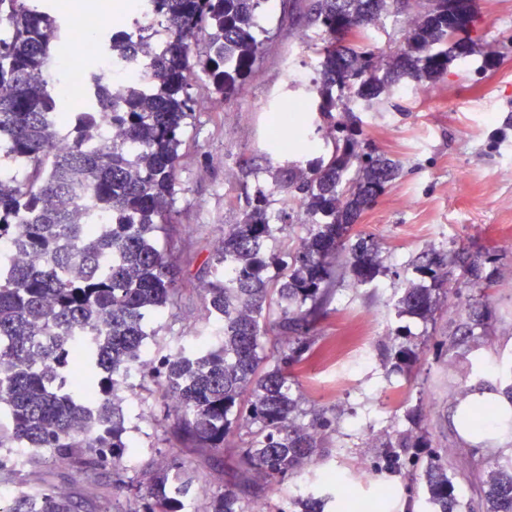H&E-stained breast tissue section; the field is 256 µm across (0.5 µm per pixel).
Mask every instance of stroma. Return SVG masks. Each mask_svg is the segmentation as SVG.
<instances>
[{"mask_svg": "<svg viewBox=\"0 0 512 512\" xmlns=\"http://www.w3.org/2000/svg\"><path fill=\"white\" fill-rule=\"evenodd\" d=\"M470 36L477 50L467 64H452L446 78L421 87L404 82L360 112L364 133L402 168L386 192L366 209L354 232L377 242L388 272L372 283L339 289L318 330L322 354L302 362L293 391L302 411L325 410L339 421L324 456L300 478L262 498L264 512H299L300 486L327 497L324 512H431L422 479L408 470H383L373 483L361 470L382 459L388 439L413 432L445 452L457 512H486L480 480L512 461V443L465 445L451 416L472 386L512 385V0H475ZM311 0H269L260 20L264 51L246 72L238 93L222 99L210 80L193 81L189 118L178 167L173 237L181 269L177 305L154 317L149 356L160 359L176 340L217 334L201 301L202 271L248 208V194L270 180L268 163L285 156L302 163L327 159L330 129L309 137L301 128L281 129L273 117L299 109L305 83L291 84L289 67L314 77ZM490 253L482 284L461 283L435 321L397 317L400 280L394 272L432 247ZM491 311L487 333L459 343L457 327ZM415 347L411 371L392 369L388 351L397 327ZM139 396L152 406L139 418L127 405L135 448L131 471L142 474L165 448L168 422L160 389L134 376ZM422 409L420 425L410 416ZM83 507L101 496L125 498L109 476L83 479L57 467L49 476Z\"/></svg>", "mask_w": 512, "mask_h": 512, "instance_id": "1", "label": "stroma"}]
</instances>
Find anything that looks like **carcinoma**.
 I'll list each match as a JSON object with an SVG mask.
<instances>
[{
  "label": "carcinoma",
  "instance_id": "obj_1",
  "mask_svg": "<svg viewBox=\"0 0 512 512\" xmlns=\"http://www.w3.org/2000/svg\"><path fill=\"white\" fill-rule=\"evenodd\" d=\"M148 3L166 31L162 46L123 28L103 39L112 62L143 65L147 82H126L115 110L112 85L91 72L87 106L63 114L46 66L67 49L64 15L48 0H0V241L31 258L0 257V484L18 488L0 512H33L26 491L33 480L39 512H79V502L43 478L49 461L80 478L110 473L128 493L131 507L104 498L93 512H185L199 497L203 512H250L273 482L299 473L336 431V417L321 412L297 422L291 370L313 351L337 283L348 273L362 285L387 272L376 245L352 230L401 168L364 135L360 103L348 90L371 102L405 78L436 83L469 58L461 45L471 41V17L462 13L448 29L444 0L433 13L417 12L388 53L369 47L367 34L411 9L410 0H315L310 22L320 47L309 91L335 128L332 153L305 167L284 161L224 232L202 297L222 336L215 345L181 341L160 360L161 399L177 401L168 448L154 471L128 477L129 376L152 336L147 319L181 291L175 245L160 239L173 224L189 87L202 73L223 98L236 92L262 54L257 19L268 0ZM337 110L345 114L340 122ZM101 121L118 127L120 140L93 146ZM75 183L88 186L104 228L71 200ZM283 193L281 208L270 212ZM296 222L307 234L290 248L282 234ZM421 258L413 266L420 283H408L397 309L424 320L443 309L457 273L478 280L487 260L465 248L430 249ZM93 394L100 402L90 410ZM241 428L248 447L229 457L224 487L207 489L200 463L224 455ZM385 447L387 465L421 471L433 512H455L440 454L424 464L404 460L405 437ZM15 448L28 450L19 464L11 461ZM483 493L486 512H512V470L490 471Z\"/></svg>",
  "mask_w": 512,
  "mask_h": 512
}]
</instances>
